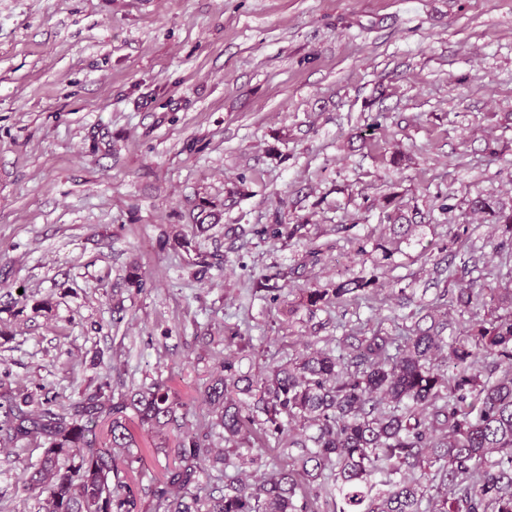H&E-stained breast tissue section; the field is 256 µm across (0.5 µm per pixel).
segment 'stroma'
Listing matches in <instances>:
<instances>
[{
  "instance_id": "obj_1",
  "label": "stroma",
  "mask_w": 512,
  "mask_h": 512,
  "mask_svg": "<svg viewBox=\"0 0 512 512\" xmlns=\"http://www.w3.org/2000/svg\"><path fill=\"white\" fill-rule=\"evenodd\" d=\"M480 193L512 203V0H0V387L161 382L195 431L222 361L257 379L436 311L454 339L451 259L512 290ZM397 207L425 220L387 256ZM42 453L0 446V512H38ZM369 284L370 282L363 279L352 278L333 285L332 288L309 290L306 296V304L311 310H316L332 301L338 303L347 295H356L368 287Z\"/></svg>"
}]
</instances>
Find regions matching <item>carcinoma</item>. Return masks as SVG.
<instances>
[{
  "label": "carcinoma",
  "instance_id": "carcinoma-1",
  "mask_svg": "<svg viewBox=\"0 0 512 512\" xmlns=\"http://www.w3.org/2000/svg\"><path fill=\"white\" fill-rule=\"evenodd\" d=\"M469 210L512 233V206L494 196L477 194ZM387 219L386 254L415 216ZM303 228L276 224L271 236L290 240ZM368 285L352 278L310 290L306 304L314 310ZM454 303L463 314L488 305L464 282ZM444 328L434 319L401 341L377 330L348 362L316 351L258 381L225 361L205 390L213 419L204 433L186 428L185 404L169 388L116 397L106 381L66 405L44 387L9 396L0 402V440L42 442L24 487L46 495L45 512H141L145 496L155 512H314L322 495L332 512H512V309L452 342ZM134 423L161 439L167 458L146 486L142 456L131 453ZM215 432L233 454L213 453ZM250 435L284 438L297 452L251 484L244 467L261 466V455L240 451ZM210 462L235 473L217 495L192 492Z\"/></svg>",
  "mask_w": 512,
  "mask_h": 512
}]
</instances>
